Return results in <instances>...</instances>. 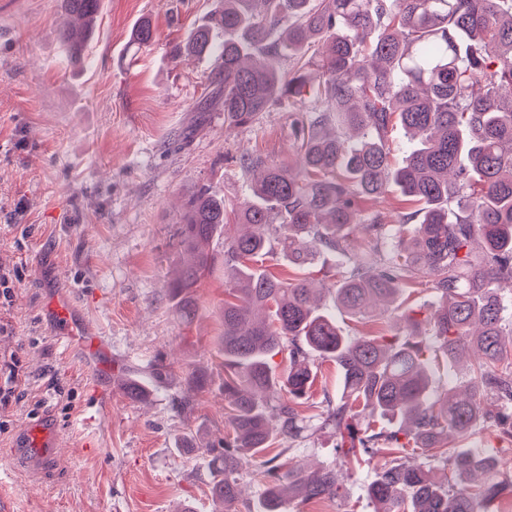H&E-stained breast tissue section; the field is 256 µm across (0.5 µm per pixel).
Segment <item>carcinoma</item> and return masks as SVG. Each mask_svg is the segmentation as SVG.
Listing matches in <instances>:
<instances>
[{
  "instance_id": "obj_1",
  "label": "carcinoma",
  "mask_w": 512,
  "mask_h": 512,
  "mask_svg": "<svg viewBox=\"0 0 512 512\" xmlns=\"http://www.w3.org/2000/svg\"><path fill=\"white\" fill-rule=\"evenodd\" d=\"M60 2L84 31L81 39L60 32L80 63L101 0ZM215 2L171 53L214 59L213 100L224 121L252 125L276 103L304 112L295 164L240 154L245 201L202 187L178 229L190 260L171 290L185 317L196 311L195 288L217 259L224 264L229 437L210 459L213 496L234 512L245 456L263 482V512H285V485L305 500L340 495L335 468L280 461L302 430L296 405L332 361L340 396L324 394L317 428L340 436L345 466L383 458L368 486L377 512H489L512 497V480L486 449L458 444L481 421L512 436V302L500 292L512 281V0ZM395 126L410 140L398 167ZM391 185L418 208L397 224L379 213L361 220V201ZM356 228L369 249L333 284L335 307L366 319L378 302L429 290L436 346L416 330L397 342L351 341L319 305L323 289L269 270L278 257L307 269L323 254L347 256ZM280 354L288 359L282 378L271 366ZM464 357L473 358L468 393L431 397L430 365ZM126 394L143 401L150 390L134 380ZM434 462L447 469L442 481Z\"/></svg>"
}]
</instances>
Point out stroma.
Wrapping results in <instances>:
<instances>
[{"label": "stroma", "mask_w": 512, "mask_h": 512, "mask_svg": "<svg viewBox=\"0 0 512 512\" xmlns=\"http://www.w3.org/2000/svg\"><path fill=\"white\" fill-rule=\"evenodd\" d=\"M213 0H103L84 64H74L59 31V0H0V260L23 265L12 305L0 315V499L11 512H217L209 447L224 438V370L217 339L224 269L196 290L184 320L170 285L185 259L178 227L203 186L242 189L236 164L256 149L294 161L293 116L275 106L252 126L199 111L213 92L211 59L173 58ZM150 19L154 39L133 29ZM101 350L59 336L53 300ZM401 303L374 324L338 315L344 334H405ZM171 364L146 402L130 400V379L151 378L156 357ZM207 383L192 391V374ZM112 387V404L88 422L93 387ZM191 396L192 406L175 402ZM52 418L55 450L28 454L23 430ZM200 435L194 452L183 436ZM334 432H303L287 451L311 469L336 463ZM374 458L342 469L348 502L292 498L287 512H374L367 487Z\"/></svg>", "instance_id": "stroma-1"}]
</instances>
